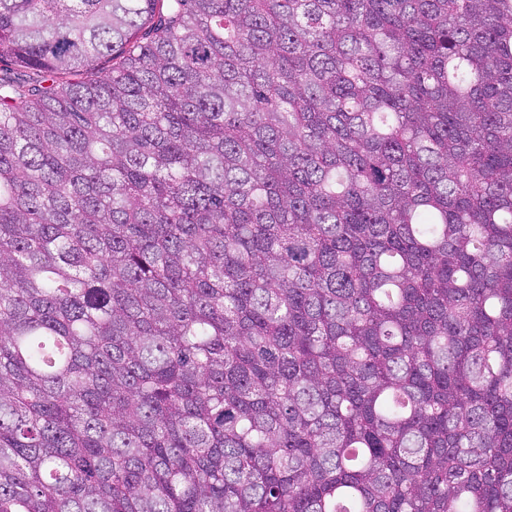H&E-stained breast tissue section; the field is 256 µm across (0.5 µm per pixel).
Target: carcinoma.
<instances>
[{
    "label": "carcinoma",
    "mask_w": 512,
    "mask_h": 512,
    "mask_svg": "<svg viewBox=\"0 0 512 512\" xmlns=\"http://www.w3.org/2000/svg\"><path fill=\"white\" fill-rule=\"evenodd\" d=\"M0 63V512H512V0H0Z\"/></svg>",
    "instance_id": "carcinoma-1"
}]
</instances>
